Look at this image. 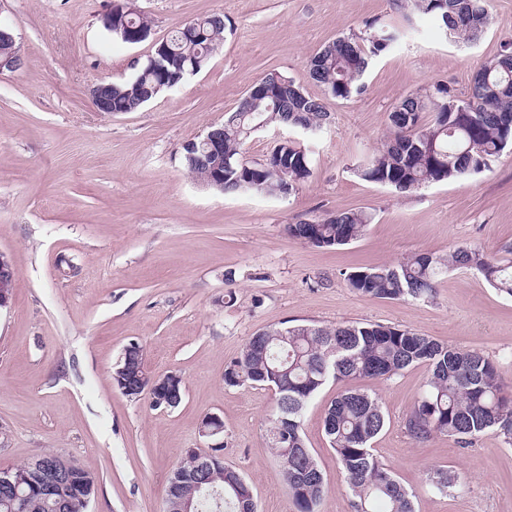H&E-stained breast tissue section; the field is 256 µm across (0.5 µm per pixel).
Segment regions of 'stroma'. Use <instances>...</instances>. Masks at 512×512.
<instances>
[{"label": "stroma", "instance_id": "1", "mask_svg": "<svg viewBox=\"0 0 512 512\" xmlns=\"http://www.w3.org/2000/svg\"><path fill=\"white\" fill-rule=\"evenodd\" d=\"M112 0H0L23 58L0 72V251L15 288L0 309V469L52 451L98 481L89 512H163L167 481L186 451L206 448L202 419L224 422V463L248 484L257 512H297L266 426L271 390L226 386L224 369L255 333L309 323L409 329L489 357L512 386V297L474 269L442 276L428 300L362 296L346 275L415 253L512 245V146L478 174L412 194L356 169L388 134V114L431 85L466 97L477 68L512 42V0H486L477 42L456 45L435 21L393 0H136L152 32L114 40L102 22ZM224 17V41L198 73L134 112L97 111L91 90L131 80L157 42L197 17ZM395 22L402 36L374 58L362 93L327 96L307 73L326 43ZM270 73L322 100L331 123L307 140L312 175L291 194H225L195 181L185 147L234 111ZM361 209L358 240L318 248L288 225ZM149 372H175L185 392L172 410L112 383L130 343ZM428 369L364 379L386 425L374 454L413 494L415 512H512V444L490 431L462 447L437 435L416 443L405 419ZM343 382L329 381L304 413L306 443L326 492L317 512H353L344 472L323 430ZM447 469L451 494L429 476Z\"/></svg>", "mask_w": 512, "mask_h": 512}]
</instances>
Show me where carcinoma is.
Returning <instances> with one entry per match:
<instances>
[{
    "label": "carcinoma",
    "mask_w": 512,
    "mask_h": 512,
    "mask_svg": "<svg viewBox=\"0 0 512 512\" xmlns=\"http://www.w3.org/2000/svg\"><path fill=\"white\" fill-rule=\"evenodd\" d=\"M417 13L434 17L448 41L474 43L489 23L485 0H395ZM196 33L178 29L157 45L161 61L142 65L136 76L119 85L99 84V101L114 112H134L158 96L164 79L182 83L198 62L205 66L224 40V16L214 13L194 20ZM118 38L136 44L146 40L151 24L143 15H113ZM400 30L390 21L374 19L360 33L342 35L325 44L307 63L309 77L335 99L362 92V79L373 58L392 49ZM483 82L471 86L461 99L438 83L432 92L404 98L388 114L389 133L381 149L357 168L364 180L402 193L487 169L512 146V46L480 67ZM434 114L425 123L422 113ZM330 122L324 104L292 79L270 73L257 80L235 111L224 116V155L212 157L202 147L186 154L195 178L207 169H224V192L287 196L311 176L308 150L292 138L278 144L261 162L241 163L243 147L258 128L288 127L309 135ZM371 217L362 210L336 211L298 224L288 234L318 248H332L359 239ZM475 268L489 284L512 297V260H498L478 247H459L444 257L415 254L396 265L358 268L346 275L347 286L376 299H425L435 294L440 271ZM120 365L127 379L140 386L130 396L149 394L140 384L147 370L139 352ZM423 365L428 368L425 390L406 419L417 442L435 434L469 445L486 431H497L512 444V390L497 365L480 353L443 344L429 336L384 324L318 326L296 324L249 338L240 355L224 370V384L274 388L275 413L267 428L271 448L279 458L288 490L298 512H314L325 493L317 463L303 436V414L316 393L331 379L388 380ZM385 416L378 397L360 389L340 393L328 409L324 432L344 470L354 512H413L412 493L404 488L373 454L372 441L383 430ZM19 491L26 493L18 512H87L88 503L75 496L57 509L29 486L35 470L30 464L12 468ZM201 472L198 457L188 452L168 480L167 492L192 498L194 512H243L237 489L223 470L204 473L212 493L193 491ZM432 484L450 492L454 477L438 469Z\"/></svg>",
    "instance_id": "cac0c4a2"
}]
</instances>
